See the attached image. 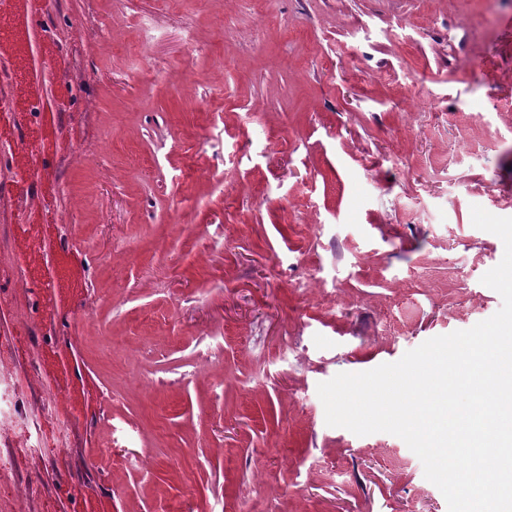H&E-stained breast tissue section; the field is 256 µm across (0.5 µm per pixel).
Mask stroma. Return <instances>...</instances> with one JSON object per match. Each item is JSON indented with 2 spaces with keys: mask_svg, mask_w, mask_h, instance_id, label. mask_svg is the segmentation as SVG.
Returning a JSON list of instances; mask_svg holds the SVG:
<instances>
[{
  "mask_svg": "<svg viewBox=\"0 0 512 512\" xmlns=\"http://www.w3.org/2000/svg\"><path fill=\"white\" fill-rule=\"evenodd\" d=\"M2 63L0 512H448L317 386L500 309L512 0H0Z\"/></svg>",
  "mask_w": 512,
  "mask_h": 512,
  "instance_id": "stroma-1",
  "label": "stroma"
}]
</instances>
